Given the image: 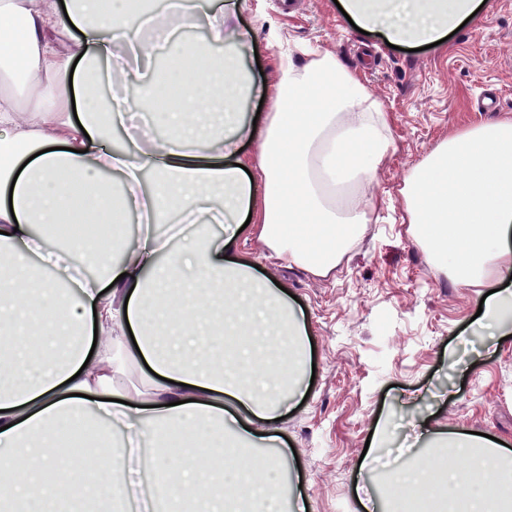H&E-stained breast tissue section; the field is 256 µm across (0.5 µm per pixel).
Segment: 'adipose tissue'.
<instances>
[{
    "mask_svg": "<svg viewBox=\"0 0 512 512\" xmlns=\"http://www.w3.org/2000/svg\"><path fill=\"white\" fill-rule=\"evenodd\" d=\"M355 27L396 46L430 45L478 22L483 0H340ZM222 58L177 42L171 66L141 95L100 110L101 62L115 45L142 52L128 0H0V512H126L119 477L166 472L162 512H282L279 461L227 472V448L274 445L264 426L299 394L309 365L303 316L271 279L235 254L236 226L254 214L273 252L314 275L335 269L370 223L375 181L395 138L389 117L335 53L289 62L275 79L245 73L244 36L213 14ZM274 95L262 126L240 95ZM162 102L164 135L107 147L141 97ZM260 139L258 159L238 153ZM158 180L140 189L144 169ZM412 236L432 263L487 289L473 331L512 339V117L448 136L409 170L400 191ZM150 209L195 220L181 250L123 226ZM97 236L58 247L65 220ZM223 225L216 234L212 225ZM64 260L37 279L33 256ZM148 365L143 388L119 381ZM93 427L99 497L55 478L64 436ZM474 452L448 474V512H512V452L464 431L432 433ZM151 445L140 455L138 441ZM235 482L241 497L225 496Z\"/></svg>",
    "mask_w": 512,
    "mask_h": 512,
    "instance_id": "ef3b65f1",
    "label": "adipose tissue"
}]
</instances>
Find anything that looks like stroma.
I'll return each mask as SVG.
<instances>
[{
    "label": "stroma",
    "instance_id": "35a3bbf8",
    "mask_svg": "<svg viewBox=\"0 0 512 512\" xmlns=\"http://www.w3.org/2000/svg\"><path fill=\"white\" fill-rule=\"evenodd\" d=\"M233 5L246 34L249 71L274 73L289 45L335 51L387 112L397 149L370 189L378 219L327 276L314 275L265 247L259 227L239 233L235 250L294 295L305 316L315 379L270 424L285 442L281 491L288 512H382L409 499L385 478L428 447H413V423L431 414L440 431L480 432L512 444V345L468 336L475 288L448 279L411 235L400 190L408 171L458 130L512 115V0H487L486 18L438 46L409 52L353 30L334 0H213L179 40L211 42L212 8ZM386 431L374 469L361 476L369 433Z\"/></svg>",
    "mask_w": 512,
    "mask_h": 512
}]
</instances>
